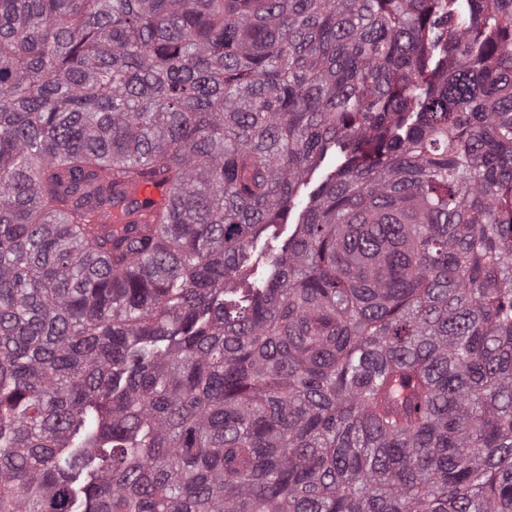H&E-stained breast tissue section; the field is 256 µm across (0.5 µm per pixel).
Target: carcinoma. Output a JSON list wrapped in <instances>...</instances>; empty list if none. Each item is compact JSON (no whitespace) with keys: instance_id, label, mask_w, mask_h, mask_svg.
<instances>
[{"instance_id":"1","label":"carcinoma","mask_w":512,"mask_h":512,"mask_svg":"<svg viewBox=\"0 0 512 512\" xmlns=\"http://www.w3.org/2000/svg\"><path fill=\"white\" fill-rule=\"evenodd\" d=\"M78 493L512 512V0H0V512ZM343 161V157L335 151H329L324 160L316 168L308 180L298 189L297 201L283 224L276 228V236L272 235L273 229L261 235L253 244L250 260V282L260 287L267 280L270 271V261L282 242L288 239L295 231L296 224L303 219L305 207L308 205L315 190L324 180L325 176L336 169V166ZM130 195L136 198H148L155 202L156 207H164L168 204V190L164 185L154 181H147L138 187L129 190Z\"/></svg>"}]
</instances>
